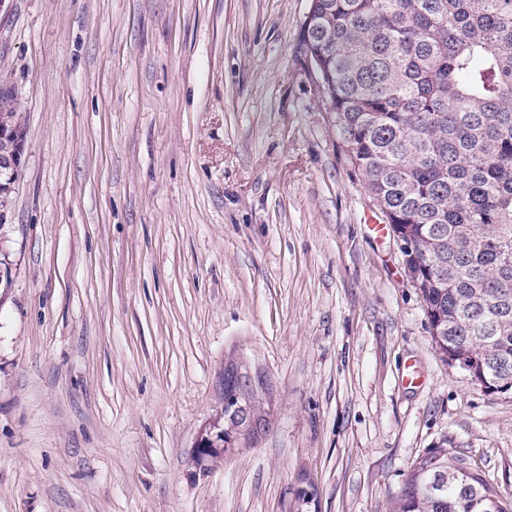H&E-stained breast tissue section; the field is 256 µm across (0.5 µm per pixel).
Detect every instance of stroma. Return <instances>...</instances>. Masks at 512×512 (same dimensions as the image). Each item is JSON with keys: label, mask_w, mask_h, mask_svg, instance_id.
<instances>
[{"label": "stroma", "mask_w": 512, "mask_h": 512, "mask_svg": "<svg viewBox=\"0 0 512 512\" xmlns=\"http://www.w3.org/2000/svg\"><path fill=\"white\" fill-rule=\"evenodd\" d=\"M309 0H11L0 512H390L446 445L512 498V394L445 363L303 44ZM267 425L206 475L225 363ZM22 133L25 137L24 127ZM22 133L9 116L0 117V144L2 143V149L0 148V221L4 218V208L13 189L14 174L22 166L24 149ZM3 176H9L10 179L2 181Z\"/></svg>", "instance_id": "35a3bbf8"}]
</instances>
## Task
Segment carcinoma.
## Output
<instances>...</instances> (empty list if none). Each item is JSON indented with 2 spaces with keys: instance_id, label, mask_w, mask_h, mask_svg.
<instances>
[{
  "instance_id": "carcinoma-1",
  "label": "carcinoma",
  "mask_w": 512,
  "mask_h": 512,
  "mask_svg": "<svg viewBox=\"0 0 512 512\" xmlns=\"http://www.w3.org/2000/svg\"><path fill=\"white\" fill-rule=\"evenodd\" d=\"M303 42L364 188L421 252L436 350L512 394V0H310ZM391 512L512 501L433 450Z\"/></svg>"
}]
</instances>
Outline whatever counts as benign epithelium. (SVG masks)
<instances>
[{
  "label": "benign epithelium",
  "instance_id": "1",
  "mask_svg": "<svg viewBox=\"0 0 512 512\" xmlns=\"http://www.w3.org/2000/svg\"><path fill=\"white\" fill-rule=\"evenodd\" d=\"M24 140L18 126L7 115L0 117V222L4 218V208L12 192L15 172L22 166ZM227 407L224 421L228 426L217 431L208 425L202 429L191 459L193 476L205 475L210 466L206 459L211 455L227 456L241 445L254 439L261 423L254 417L250 407L236 401L234 389L224 391Z\"/></svg>",
  "mask_w": 512,
  "mask_h": 512
}]
</instances>
